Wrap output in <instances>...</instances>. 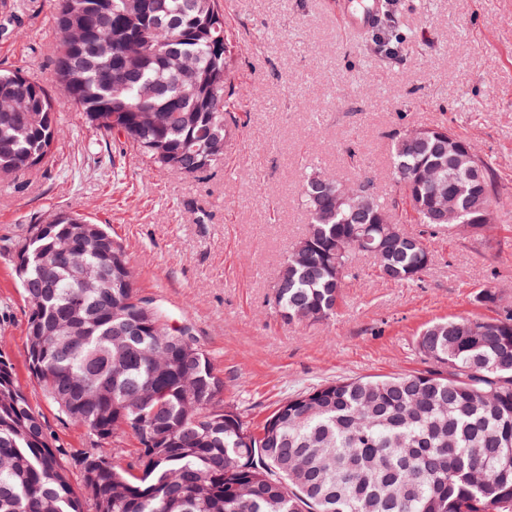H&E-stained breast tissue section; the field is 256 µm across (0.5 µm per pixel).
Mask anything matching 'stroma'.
<instances>
[{"instance_id": "35a3bbf8", "label": "stroma", "mask_w": 512, "mask_h": 512, "mask_svg": "<svg viewBox=\"0 0 512 512\" xmlns=\"http://www.w3.org/2000/svg\"><path fill=\"white\" fill-rule=\"evenodd\" d=\"M385 29L353 34L345 0H224L236 40L231 79L243 126L224 160L193 176L154 166L124 137L103 135L60 93L55 0H0V68L31 71L55 100L53 157L0 179V238L74 209L103 225L129 255L141 295L172 325L190 326L224 378V401L260 429L278 405L343 378L422 372L415 340L451 316L496 317L484 288L512 308V0H390ZM444 126L495 167L498 221L477 234L433 230L420 281L378 277L354 255L345 300L327 320L294 325L273 284L309 222L300 202L307 167L337 180L368 177L384 202L400 195L391 136ZM28 304L12 258L0 253V354L67 451L73 482L92 442L30 376Z\"/></svg>"}]
</instances>
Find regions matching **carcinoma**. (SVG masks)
I'll return each instance as SVG.
<instances>
[{"instance_id": "1", "label": "carcinoma", "mask_w": 512, "mask_h": 512, "mask_svg": "<svg viewBox=\"0 0 512 512\" xmlns=\"http://www.w3.org/2000/svg\"><path fill=\"white\" fill-rule=\"evenodd\" d=\"M219 0H56L55 71L89 123L124 134L154 165L193 176L224 158L242 127L230 81L235 45ZM58 131L51 95L24 68L0 70V177L51 156ZM410 220L442 228L425 167L443 189L468 184L460 202L475 221L501 204L496 170L455 169L435 141L392 144ZM332 181L307 174L310 224L275 281L282 316L325 319L343 302L330 254L379 236L388 207L336 210ZM59 211L7 239L24 298L30 375L59 413L86 429L93 448L72 483L43 416L0 358V512H512V310L456 316L425 327L416 347L431 368L327 382L282 402L259 432L235 409L224 378L189 328L174 329L139 294L125 250L99 224ZM430 253L423 233L397 228L374 255L381 277L419 280ZM131 435L134 462L101 460L103 443Z\"/></svg>"}]
</instances>
